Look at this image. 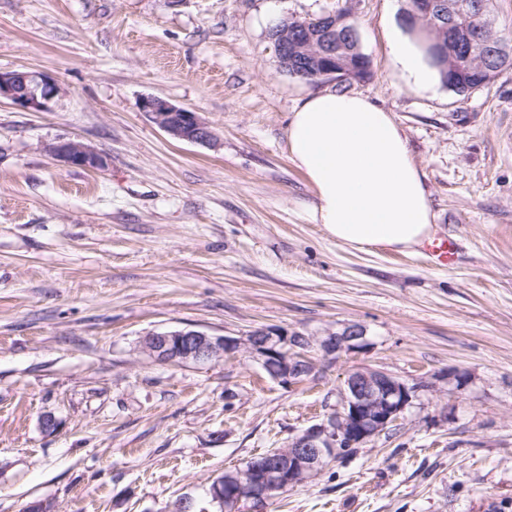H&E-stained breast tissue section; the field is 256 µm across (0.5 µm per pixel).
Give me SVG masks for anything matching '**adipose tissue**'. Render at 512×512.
Listing matches in <instances>:
<instances>
[{
  "label": "adipose tissue",
  "instance_id": "adipose-tissue-1",
  "mask_svg": "<svg viewBox=\"0 0 512 512\" xmlns=\"http://www.w3.org/2000/svg\"><path fill=\"white\" fill-rule=\"evenodd\" d=\"M395 71L417 89L439 80L420 40L397 29ZM288 150L313 188V223L356 249L415 251L435 227L424 171L389 112L367 96L326 92L305 99L288 122Z\"/></svg>",
  "mask_w": 512,
  "mask_h": 512
}]
</instances>
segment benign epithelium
Here are the masks:
<instances>
[{
  "instance_id": "obj_1",
  "label": "benign epithelium",
  "mask_w": 512,
  "mask_h": 512,
  "mask_svg": "<svg viewBox=\"0 0 512 512\" xmlns=\"http://www.w3.org/2000/svg\"><path fill=\"white\" fill-rule=\"evenodd\" d=\"M447 13L443 0H413L409 19L427 27L437 36L443 57L448 46L438 37L440 21ZM280 54L294 48L305 56L326 59L331 64L316 74L318 78L346 79L356 70L336 61L330 42L316 43L302 32L296 21H286L275 36ZM63 88L49 76L34 70H0V99L35 112L49 110ZM142 111L171 137L209 145L213 135L196 113L154 96L142 98ZM48 153L60 164L101 170L108 157L101 151L67 138L47 145ZM372 346L367 329L348 323L333 331L305 336L282 328H258L244 336H214L194 329L149 333L138 341L137 351L161 363L202 365L226 355L243 353L273 380L297 384L316 369L312 354L334 360L342 353H358ZM433 391L422 379H402L388 371L356 367L348 372L338 392L336 410L288 443L282 456H266L237 480L233 502L249 503L248 512H267L275 493L295 483L300 473H317L346 445L360 448L385 434L415 401Z\"/></svg>"
}]
</instances>
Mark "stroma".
Listing matches in <instances>:
<instances>
[{
  "label": "stroma",
  "mask_w": 512,
  "mask_h": 512,
  "mask_svg": "<svg viewBox=\"0 0 512 512\" xmlns=\"http://www.w3.org/2000/svg\"><path fill=\"white\" fill-rule=\"evenodd\" d=\"M407 0H0V70L40 71L49 111L0 101V512H170L224 470L287 447L334 412L349 369L432 382L390 430L288 486L268 512H512V71L469 97L419 90L389 41ZM346 11L361 79L280 67L271 28ZM361 93L393 116L426 174L457 264L355 250L308 218L288 151L309 95ZM196 112L211 146L140 109ZM72 138L102 170L51 159ZM366 327L368 352L288 387L244 356L165 365L151 332L308 336ZM469 384L456 390V375ZM53 416L45 430L43 416Z\"/></svg>",
  "instance_id": "obj_1"
}]
</instances>
